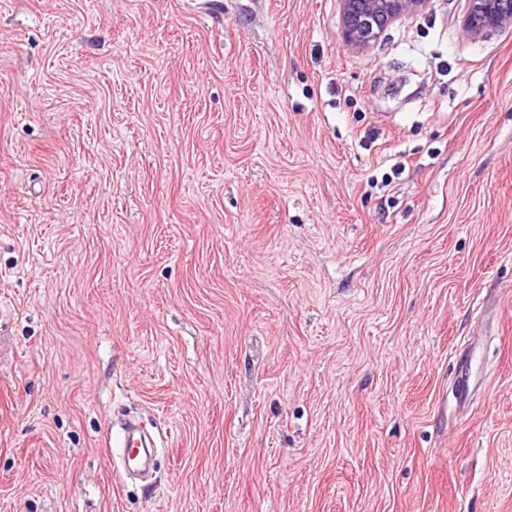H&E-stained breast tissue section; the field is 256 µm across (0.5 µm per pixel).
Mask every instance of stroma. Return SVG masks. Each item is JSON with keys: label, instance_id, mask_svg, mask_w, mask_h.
Segmentation results:
<instances>
[{"label": "stroma", "instance_id": "35a3bbf8", "mask_svg": "<svg viewBox=\"0 0 512 512\" xmlns=\"http://www.w3.org/2000/svg\"><path fill=\"white\" fill-rule=\"evenodd\" d=\"M466 8L0 0V512H512V27ZM427 0H340L343 37L348 46L370 47L389 25L422 11ZM120 445L125 451L129 448V455L131 456L134 448H153L154 442L149 438L147 441L146 436L142 433L140 427L136 423H133L126 427L125 430H122L120 435Z\"/></svg>", "mask_w": 512, "mask_h": 512}]
</instances>
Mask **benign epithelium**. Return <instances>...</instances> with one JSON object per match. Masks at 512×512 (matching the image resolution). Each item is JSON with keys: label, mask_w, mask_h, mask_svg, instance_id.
<instances>
[{"label": "benign epithelium", "mask_w": 512, "mask_h": 512, "mask_svg": "<svg viewBox=\"0 0 512 512\" xmlns=\"http://www.w3.org/2000/svg\"><path fill=\"white\" fill-rule=\"evenodd\" d=\"M343 37L348 46L370 47L397 20L422 11L427 0H340ZM509 0H468L461 32L470 38L512 24Z\"/></svg>", "instance_id": "1"}]
</instances>
